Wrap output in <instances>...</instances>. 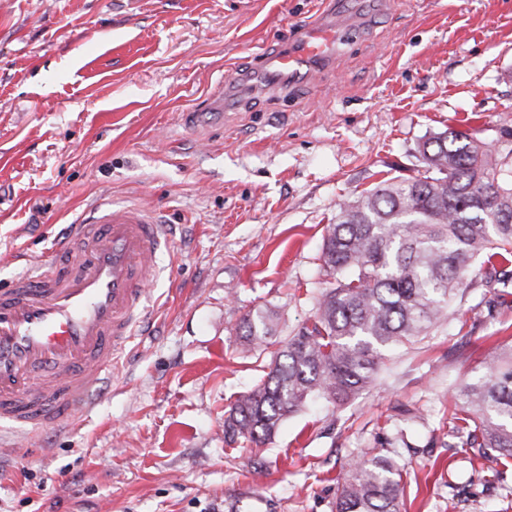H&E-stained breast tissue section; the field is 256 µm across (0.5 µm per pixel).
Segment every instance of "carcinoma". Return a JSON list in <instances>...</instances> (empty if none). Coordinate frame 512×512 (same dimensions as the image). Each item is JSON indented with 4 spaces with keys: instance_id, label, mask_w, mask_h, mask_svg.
Wrapping results in <instances>:
<instances>
[{
    "instance_id": "cac0c4a2",
    "label": "carcinoma",
    "mask_w": 512,
    "mask_h": 512,
    "mask_svg": "<svg viewBox=\"0 0 512 512\" xmlns=\"http://www.w3.org/2000/svg\"><path fill=\"white\" fill-rule=\"evenodd\" d=\"M425 172L391 178L339 205L321 260L332 286L313 322L281 342L268 372L224 411V441L263 444L313 398L344 402L373 386L385 354L415 344L457 315L462 288L512 287V165L454 132L419 150ZM271 316L245 320L242 338L264 350ZM450 435L492 464L512 459V344L457 389ZM335 512H400L403 469L377 453L336 478Z\"/></svg>"
}]
</instances>
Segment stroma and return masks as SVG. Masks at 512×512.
<instances>
[{
	"instance_id": "stroma-1",
	"label": "stroma",
	"mask_w": 512,
	"mask_h": 512,
	"mask_svg": "<svg viewBox=\"0 0 512 512\" xmlns=\"http://www.w3.org/2000/svg\"><path fill=\"white\" fill-rule=\"evenodd\" d=\"M325 0H0V286L53 258L102 197L164 213L161 302L75 427L0 451V512H333L336 478L384 452L402 512H512V462L455 448V387L512 341V288H469L459 317L390 353L377 384L226 444L224 410L264 374L245 318L277 340L329 279L323 229L344 200L424 167L453 131L512 152V0H344L363 28L318 80L270 85ZM224 114L206 113L216 83ZM271 316L264 311H256L245 320L242 338L245 345L251 349L265 350L272 336Z\"/></svg>"
}]
</instances>
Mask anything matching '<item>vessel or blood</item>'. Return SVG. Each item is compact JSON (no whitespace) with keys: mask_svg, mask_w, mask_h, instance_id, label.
Here are the masks:
<instances>
[{"mask_svg":"<svg viewBox=\"0 0 512 512\" xmlns=\"http://www.w3.org/2000/svg\"><path fill=\"white\" fill-rule=\"evenodd\" d=\"M361 36L328 16L260 69L293 76L324 66L338 45ZM170 243L157 210L98 206L71 225L55 258L0 288L1 423L38 432L96 406L99 386L147 318L144 286Z\"/></svg>","mask_w":512,"mask_h":512,"instance_id":"b4317fda","label":"vessel or blood"}]
</instances>
